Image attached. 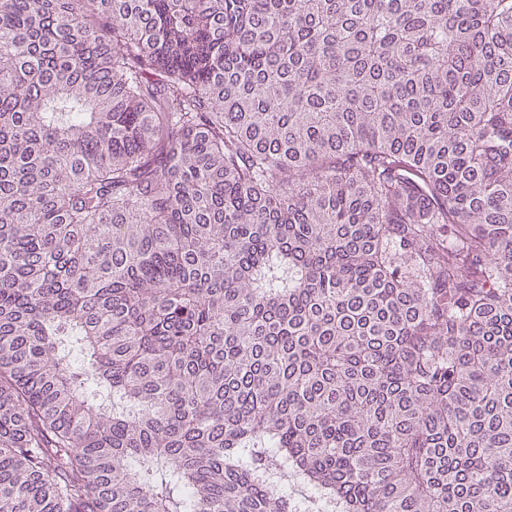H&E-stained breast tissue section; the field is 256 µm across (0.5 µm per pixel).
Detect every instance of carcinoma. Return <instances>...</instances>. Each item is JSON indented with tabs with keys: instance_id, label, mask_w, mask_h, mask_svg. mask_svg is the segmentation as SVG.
I'll return each mask as SVG.
<instances>
[{
	"instance_id": "1",
	"label": "carcinoma",
	"mask_w": 512,
	"mask_h": 512,
	"mask_svg": "<svg viewBox=\"0 0 512 512\" xmlns=\"http://www.w3.org/2000/svg\"><path fill=\"white\" fill-rule=\"evenodd\" d=\"M512 512V0H0V512Z\"/></svg>"
}]
</instances>
